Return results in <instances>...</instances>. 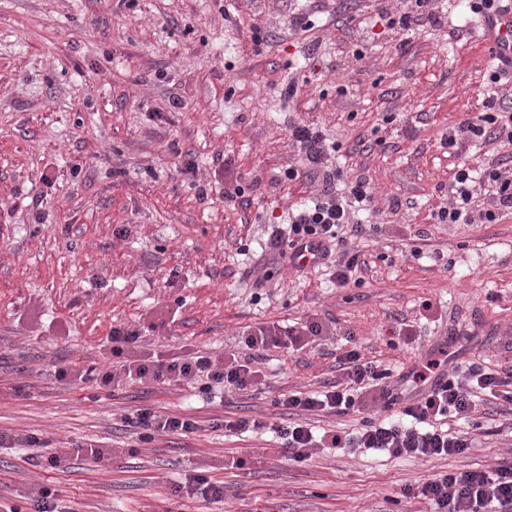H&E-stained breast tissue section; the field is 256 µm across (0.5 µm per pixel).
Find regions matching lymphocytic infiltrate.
Wrapping results in <instances>:
<instances>
[{
    "mask_svg": "<svg viewBox=\"0 0 512 512\" xmlns=\"http://www.w3.org/2000/svg\"><path fill=\"white\" fill-rule=\"evenodd\" d=\"M496 131L512 141V99H500L492 111L480 113L448 130V143L464 146ZM289 133L305 155L309 172L321 179L318 194L298 204L282 224L268 225L266 247L272 263L296 264L302 251L316 256L325 266L335 256L331 278L338 287L354 282L361 259L359 252L347 248L340 234L349 227L352 238L362 239L377 233L374 224L354 222L355 209H369L372 192L367 181L355 179L342 183L340 170L328 162L338 150L321 131L302 123L289 126ZM493 185L492 202L482 213L485 223L512 213V169L497 167L475 171L459 166L450 184V202L438 213L440 222L471 223L470 205L482 184ZM329 328L318 320L279 326L259 325L244 333L243 353L224 355L200 350L162 359L141 348L142 334L131 326L113 328L109 338L112 365L106 370L83 367L75 361H60L57 379L76 378L101 389L131 384L200 385L202 393L214 390L244 393L259 383L257 365L271 349L301 350L317 338L329 335ZM448 352L441 349L428 354L413 367L402 386L391 383L392 372L384 365L363 360L358 350L339 358L341 381L327 384L322 391L282 393L273 404L291 415L286 424L273 425L288 459L302 462L315 450L365 448L395 458H431L464 453L472 446L470 437L439 429V422L455 419L471 422L476 407L474 397L485 392L512 403V366L489 372L481 363H469L463 370L448 366ZM327 412L339 416L360 414L355 431L329 430L315 433L300 417L309 412ZM124 428L138 435L141 442L153 441L155 434L186 437L202 432L203 426L187 416H165L139 408L123 417ZM432 512H512V464L491 470L449 471L424 482L417 491Z\"/></svg>",
    "mask_w": 512,
    "mask_h": 512,
    "instance_id": "f902f5d3",
    "label": "lymphocytic infiltrate"
}]
</instances>
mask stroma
<instances>
[{"label": "stroma", "mask_w": 512, "mask_h": 512, "mask_svg": "<svg viewBox=\"0 0 512 512\" xmlns=\"http://www.w3.org/2000/svg\"><path fill=\"white\" fill-rule=\"evenodd\" d=\"M407 6L0 0V432L117 451L104 468L73 454L44 469L23 446L0 447V512H27L34 483L71 512H430L405 488L512 463V405L491 397L474 448L428 459L345 448L295 462L268 431L144 444L118 426L140 407L276 422L279 393L339 380L336 359L354 345L396 375L455 335V365H512V214L436 219L459 165L512 169L502 140L443 143L512 81H490L495 54L464 0H430L429 19L407 30L380 22ZM258 29L269 34L259 45ZM293 122L336 141L333 166L373 189L369 221L382 231L357 243L361 286L269 265L261 248L266 225L320 188L285 176L304 166ZM235 189L242 197L226 200ZM312 318L331 336L272 352L246 395L158 383L98 392L54 374L65 356L109 365L116 326L171 356L234 352L247 327ZM248 448L255 456L236 466ZM198 466L223 480V502L193 495Z\"/></svg>", "instance_id": "35a3bbf8"}]
</instances>
